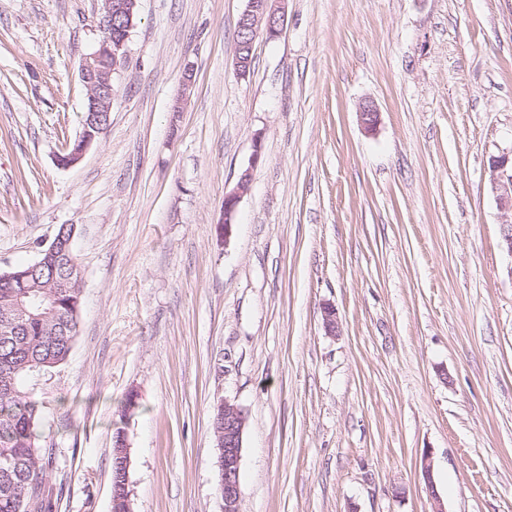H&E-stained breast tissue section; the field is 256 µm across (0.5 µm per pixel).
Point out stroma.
<instances>
[{
  "label": "stroma",
  "instance_id": "35a3bbf8",
  "mask_svg": "<svg viewBox=\"0 0 512 512\" xmlns=\"http://www.w3.org/2000/svg\"><path fill=\"white\" fill-rule=\"evenodd\" d=\"M100 6L0 0V271L62 224L81 270L68 358L21 379L55 512H110L119 427L132 512H222L227 400L241 512H431L426 456L445 512H512V0H285L243 77L246 0H138L110 124L65 167ZM489 171L492 189L506 218L500 225L502 245L512 254V152L491 158ZM247 184V178L243 177L234 190L224 195V224H222L220 230L226 238L230 237L232 234V224H234L236 217L237 205L241 195L247 189ZM218 407L219 405L213 411L212 426L216 447L218 448L219 441V447L224 459L223 484L221 487L222 465L220 449L218 448L220 488L223 500L222 512H240L241 490L239 471L246 419L243 411L236 404L228 400L224 401L219 407L221 415L218 419L220 423L216 426L215 433L214 425L219 415Z\"/></svg>",
  "mask_w": 512,
  "mask_h": 512
}]
</instances>
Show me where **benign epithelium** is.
<instances>
[{"mask_svg": "<svg viewBox=\"0 0 512 512\" xmlns=\"http://www.w3.org/2000/svg\"><path fill=\"white\" fill-rule=\"evenodd\" d=\"M282 2L284 0H246V7L239 19V26L249 31L250 40L246 48H253L254 39L261 33L275 38L282 32L285 20ZM136 6L137 0H101L97 20V46L81 64V79L86 89L84 110L88 119L83 123L79 147L71 154L59 157V162L64 166L78 162L110 123L113 79L127 63L128 39ZM118 19L121 20V27L118 29L120 35L117 36L112 33V25ZM359 121L366 132H374L379 121L377 107L369 101L362 104ZM489 171L492 189L505 216L501 224L502 245L512 254V154L504 153L491 158ZM247 184L248 178L244 175L234 190L224 194V224L221 232L226 241L232 234L237 205ZM219 410L221 415L216 434L224 459L222 512H240L239 471L246 419L243 411L228 400L220 405ZM422 471L432 500V512H445L434 490L432 464L428 454L423 457Z\"/></svg>", "mask_w": 512, "mask_h": 512, "instance_id": "1", "label": "benign epithelium"}]
</instances>
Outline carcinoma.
I'll use <instances>...</instances> for the list:
<instances>
[{"label":"carcinoma","mask_w":512,"mask_h":512,"mask_svg":"<svg viewBox=\"0 0 512 512\" xmlns=\"http://www.w3.org/2000/svg\"><path fill=\"white\" fill-rule=\"evenodd\" d=\"M56 237L66 248L48 244L38 257L44 265L16 268L26 274L23 281L0 283V512L55 509L52 449L39 444V408L22 394L20 377L66 360L77 335L81 289L71 277L78 266L73 226H60ZM123 460L114 449L111 512H121L129 500Z\"/></svg>","instance_id":"cac0c4a2"}]
</instances>
